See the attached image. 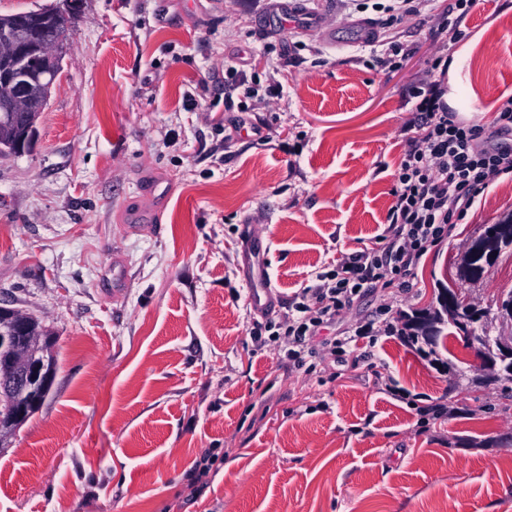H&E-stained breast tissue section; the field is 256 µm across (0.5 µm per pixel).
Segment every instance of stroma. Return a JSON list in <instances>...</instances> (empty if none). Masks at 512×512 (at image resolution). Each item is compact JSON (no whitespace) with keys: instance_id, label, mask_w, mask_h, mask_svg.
<instances>
[{"instance_id":"1","label":"stroma","mask_w":512,"mask_h":512,"mask_svg":"<svg viewBox=\"0 0 512 512\" xmlns=\"http://www.w3.org/2000/svg\"><path fill=\"white\" fill-rule=\"evenodd\" d=\"M433 25L424 9L379 45L332 46L263 0H83L32 141L0 154V306L39 319L57 357L44 404L0 442V512H512V381L462 332L361 338L359 363L306 375L248 330L383 233ZM459 28L448 103L490 132L512 96V0H478ZM393 40L406 56L378 66ZM242 76L282 92L256 103ZM511 213L502 177L406 291L362 311L404 329L448 287L498 330L512 249L479 281L458 266ZM258 215L273 296L252 313ZM434 403L436 420L420 412ZM216 457L212 455H205L196 462L194 469L188 474V485L190 493L187 495L186 501L191 502L195 498V494L203 487V478L207 477L210 473Z\"/></svg>"}]
</instances>
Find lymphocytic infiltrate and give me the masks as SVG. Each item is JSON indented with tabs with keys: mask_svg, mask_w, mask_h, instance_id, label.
<instances>
[{
	"mask_svg": "<svg viewBox=\"0 0 512 512\" xmlns=\"http://www.w3.org/2000/svg\"><path fill=\"white\" fill-rule=\"evenodd\" d=\"M357 11L378 12L380 28L416 15L431 0H349ZM416 134L394 172L393 202L381 243L316 272L276 321L253 322L254 335L270 331L290 367L314 371L324 355L343 356L357 338L397 335L393 324L376 329L371 320L327 335L337 316L369 292L406 285L427 251L447 238L478 198L500 177L512 176V145L494 146L483 129L460 119L448 104V57L436 56L426 79L407 91Z\"/></svg>",
	"mask_w": 512,
	"mask_h": 512,
	"instance_id": "lymphocytic-infiltrate-1",
	"label": "lymphocytic infiltrate"
}]
</instances>
